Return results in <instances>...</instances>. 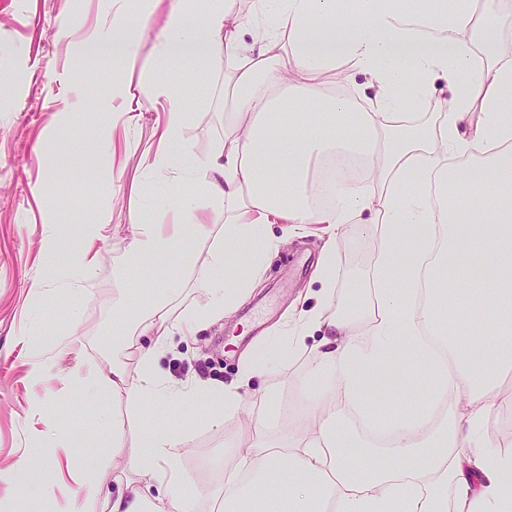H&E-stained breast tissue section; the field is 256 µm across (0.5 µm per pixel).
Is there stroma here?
<instances>
[{"label":"stroma","instance_id":"obj_1","mask_svg":"<svg viewBox=\"0 0 512 512\" xmlns=\"http://www.w3.org/2000/svg\"><path fill=\"white\" fill-rule=\"evenodd\" d=\"M112 15L99 0H0V72L11 82L0 93V470L9 471L35 453V430L52 426L63 439L88 427L97 430L88 447L60 449L36 470V478H48L45 492L25 498L21 492L0 493V512H69L75 489L74 476L90 472L104 489L118 491L122 484L110 459L113 448L134 457L149 450L151 436L164 424H180L182 436L174 454L189 483L197 512H219L224 470L217 459L224 444L234 440L251 444L256 435L244 418H225L218 426L205 418L179 422L174 406L158 402L148 406L141 420L124 435L112 432L98 419L97 398L73 386L72 370L86 364L106 365L112 357L113 307L133 297L132 281L122 261L123 247L138 219L172 224V212L144 213L139 199L141 159L158 145L156 114L140 112L131 131L116 129L112 152L100 155L85 148V167L71 171L69 179L84 188L87 211H108L110 222L101 232V258L94 285L81 304L78 323L69 324L59 309L41 314L32 311L30 283L41 275V216L45 202L32 192L54 165L51 150H39L40 140L68 121L74 95L69 73L78 59L68 47L71 39L86 38L110 26ZM224 135V75L216 73L187 136L198 151ZM274 236L285 243L268 265L265 279L252 297L234 313L194 336H177L159 358L163 373L176 381L230 382L237 379L243 356L260 345L271 330L288 316L315 306L320 283L318 257L322 245L319 225L297 231L288 224L273 225ZM378 251L374 233L355 232L336 238L335 288L332 306L342 310L369 300V274ZM195 269L178 273L181 292L176 310L205 304L202 286L208 245H196ZM38 324L39 345L19 342L18 331ZM41 362L44 374L30 382L31 363ZM306 357L273 360L253 377L245 389L248 401L265 411L267 433H276L277 414L301 408L304 399L293 385L296 375L307 371ZM406 366L398 361L379 375L370 395L378 409L402 408L408 395L399 386Z\"/></svg>","mask_w":512,"mask_h":512}]
</instances>
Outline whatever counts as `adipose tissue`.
<instances>
[{"instance_id": "ef3b65f1", "label": "adipose tissue", "mask_w": 512, "mask_h": 512, "mask_svg": "<svg viewBox=\"0 0 512 512\" xmlns=\"http://www.w3.org/2000/svg\"><path fill=\"white\" fill-rule=\"evenodd\" d=\"M159 0H106L112 25L75 47L76 83L107 86L121 96L137 65L154 74L151 101L161 108V146L139 171L144 211L166 209L172 224L136 225L123 257L129 276L146 277L138 306L113 335L137 354V375L123 359L80 367L74 386L90 395L125 396L129 413L169 401L185 414L210 411L211 424L247 411L243 389L271 357L294 358L318 336L311 366L299 380L308 411L289 417L282 433L259 435L250 447L224 448L222 512H512V452L479 437L491 415L512 406L497 373L512 365V58L478 36L475 0H252L241 14L228 0H171L150 59L140 33ZM223 71L232 98L224 135L198 152L186 132L196 99ZM363 74L373 90L364 108L335 94L337 81ZM432 112H425V105ZM134 105L122 111L79 96V126L52 136L57 164L36 189L48 209L42 245L47 264L31 289L55 284L61 296L85 298L98 267L96 249L107 212L86 214L80 251L58 231L73 212L68 174L84 164L82 135L102 152L114 126L131 127ZM485 154L477 170L461 157ZM359 155L363 175L339 176L319 191L311 162ZM223 214L220 224L197 219L202 203ZM370 221L385 247L373 271L369 326L358 313L332 312L335 243L352 225ZM273 224L321 225L322 288L302 311L244 360L228 384L179 383L158 365L170 339L224 319L245 300L278 242ZM487 242L490 276L476 280L458 266L446 286L441 273L471 240ZM209 244L205 304L175 312V274L195 264L196 241ZM474 322H493L494 357L481 346L448 337L459 300ZM416 352V370L430 371L428 399L392 415L391 452L404 464L387 469L368 448L365 462L348 454L359 440L340 427L338 407L373 416L367 389L378 365L401 342ZM177 427L156 432L151 453L113 459L137 478L107 495L80 476L70 512L103 502L106 512H192L185 474L172 453Z\"/></svg>"}]
</instances>
